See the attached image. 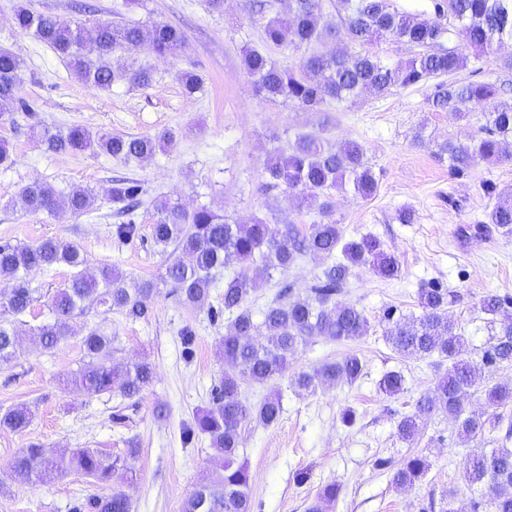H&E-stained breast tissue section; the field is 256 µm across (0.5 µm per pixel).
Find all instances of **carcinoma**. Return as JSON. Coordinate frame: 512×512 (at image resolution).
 <instances>
[{
	"mask_svg": "<svg viewBox=\"0 0 512 512\" xmlns=\"http://www.w3.org/2000/svg\"><path fill=\"white\" fill-rule=\"evenodd\" d=\"M288 13L275 15L262 26L263 48L242 50V65L256 94L280 99L304 110L320 109L333 100L343 101L369 88L383 96L395 86H415L437 80L428 97L433 112H447L453 119L464 117L458 105L471 104L488 109L484 136L468 141L452 138L441 147L448 153L452 174L463 176L478 159L499 161L502 143L512 137V106L494 105L497 86L489 82H460L454 79L467 64V55L444 45L451 29L442 19L457 23V31L474 57L494 54V45L512 40V0H435L434 16L422 17L392 7L390 0H336V25L322 22L324 0H291ZM15 26L32 34L60 58L80 82L98 90L125 81L145 89L154 75L147 68L126 71L113 66L117 53L134 52L144 46L160 57H177L185 43L182 30L159 21L128 20L122 24L97 20L92 27L82 19L65 22L37 12L28 4L14 9ZM393 37L414 47L413 57L396 65L386 63L368 46ZM326 38H340L359 50L341 56H327L315 51ZM286 46L301 53L298 68L283 67L270 56L271 47ZM23 60L13 51L0 48V125H14L16 112H30L31 105L17 96ZM178 81L185 95L203 90L204 79L194 71H182ZM55 154H104L117 160H144L173 142V134L163 132L153 137H125L110 132H91L74 125L64 130L48 126L34 127ZM265 170L273 184L302 201L322 199L321 219L304 232L293 225L273 224L256 218L250 224H232L222 214L206 206L188 211L169 200L156 202L153 212L152 238L164 247L177 244L189 255L166 260L161 283L174 288L181 303L189 308L203 306L210 295L213 273L232 261L247 264L260 262L267 269L288 270L303 255L317 254L331 258L341 255L323 272L319 285L303 299L290 300L283 291L255 318L249 308L253 284L243 276L224 280V311L228 312L224 335L218 351L229 369L224 371L214 390L212 404L195 412L194 430L209 437L215 450V478L194 491L181 505V512H251L249 473L240 460V430L247 424L268 427L282 414L281 396L273 390L253 404L244 394V386L267 384L283 376L302 346L315 338L347 341L369 333L371 323L356 305L336 300L356 268H366L383 279L399 275L397 258L384 250L379 239L362 235L346 240L336 221L330 219L334 190L350 188L362 198L374 196L378 180L356 142L324 144L319 133L299 135L285 148H275L268 155ZM141 186L133 180L112 184L110 198L117 212L129 216L116 227L123 239L136 233L133 217ZM18 203L30 214H54L65 207L72 214L87 213L94 203L91 190L74 186L60 194L47 183L23 186L17 193ZM480 229L512 235V197L500 193ZM64 265L72 270L68 284L57 291L51 301L52 321L39 325L34 335L43 347L51 349L70 335V322L85 311L91 301L104 312L121 311L134 318L147 316V301L158 284L146 281L131 293L123 286L120 272L101 267L92 269L81 249L69 242L47 238L32 245L0 244V282L8 293L0 297V363L18 358L15 323L32 307L36 289L30 275ZM446 288L431 286L418 292L417 316L394 318L388 309L383 319L393 322L386 340L406 356L431 359L437 367L448 365L433 390L419 398L416 411L403 416L397 424L399 437L415 441L424 428L423 418L448 416L457 424L458 437L464 442L483 440L489 424L488 411L495 412L500 436L498 447H483L469 453L464 461L463 477L468 487L487 489L484 499L474 503V512H512V422L502 425L500 408L512 406V384L493 383L483 391L484 409H466L482 368L512 364V314L501 322L481 360L465 358L468 341L448 318ZM512 303L498 295H488L481 311L495 322L501 309ZM84 359L79 369L66 377L64 384L88 395L118 392L133 398L148 386L154 375L146 359L124 362L112 355V336L95 327L82 339ZM365 364L349 353L339 361L328 362L312 373L301 372L294 378L302 391L313 393L322 383H355L363 375ZM405 376L400 371L386 372L378 382L383 394L394 397L404 391ZM33 413L25 404H16L0 413V430L21 431L32 422ZM139 452L127 449L125 458L112 459L97 449L79 448L71 455L56 453L41 444L20 449L9 470L11 480L20 485L49 483L71 472L92 479L103 486L112 481L116 468L124 470L127 480H137L131 464ZM431 466L422 454L408 456L398 465L392 482L400 487L413 486L426 476ZM341 491L337 483L319 489L306 512H331ZM130 512L126 494L112 490L107 496L91 498L75 507L77 512Z\"/></svg>",
	"mask_w": 512,
	"mask_h": 512,
	"instance_id": "obj_1",
	"label": "carcinoma"
}]
</instances>
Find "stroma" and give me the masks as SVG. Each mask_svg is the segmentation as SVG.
I'll use <instances>...</instances> for the list:
<instances>
[{
    "mask_svg": "<svg viewBox=\"0 0 512 512\" xmlns=\"http://www.w3.org/2000/svg\"><path fill=\"white\" fill-rule=\"evenodd\" d=\"M18 2L0 0V46L23 59L19 94L32 101L35 110L16 113L14 126L0 127V137L10 142L17 159L12 167L0 168V243L58 238L79 246L90 267L118 269L128 289L149 280L159 287L148 303L147 318L93 307L72 321L65 341L49 350L32 330L50 321L51 298L65 287L71 270L58 266L33 274L36 299L17 325L22 355L0 364V412L24 403L34 417L25 430L0 431V512H73L87 498L106 493L74 473L47 484L13 483L9 464L19 449L32 443L60 452L95 448L115 458L124 457L129 444H136L137 481L129 484L117 475L111 486L126 493L131 512H180L183 500L212 478L214 450L208 437L192 432L191 426L194 413L209 405L224 374L217 347L228 320L224 279L216 277L207 305L197 309L185 307L171 286L160 285L165 259L177 247L155 245L153 204L167 198L189 210L207 206L240 224L261 217L307 229L320 218L317 205L302 204L270 184L264 163L275 147L318 131L333 143H359L379 181L377 194L369 199L349 190L333 192V220L345 238L377 237L397 256L401 272L390 280L366 270L349 276L339 299L364 310L371 323L367 336L348 343L314 339L271 387H247L251 402H259L273 388L280 391L283 404L274 426L250 424L240 431L252 512H306L318 490L331 482L341 486L333 512H429L430 499L445 495L453 512H473L482 494L468 488L462 476V461L472 446L458 439L454 422L434 415L415 443L398 436V421L414 412L439 371L429 361L400 355L388 345L390 324L383 314L389 308L419 314V289L448 288L453 296L448 316L466 336L469 358L480 359L493 333L480 310L482 299L490 294L512 299V236L477 230L494 204L483 184L512 193V139L504 143L501 161H476L466 176L456 177L449 173L448 155L440 146L451 137L480 136L486 117L481 108L471 106L460 121L430 111L432 84L398 86L381 97L364 91L354 99L330 103L324 112L256 96L243 71L242 49L260 46L261 25L250 19L247 0H224L220 13L209 11L207 0H142L131 12L124 0H94L98 19L159 20L186 35L183 51L174 60L145 48L115 56L118 68H151V87L122 82L100 91L78 81L49 48L15 27ZM510 55L512 40L507 39L497 45L495 58L469 59L456 78L500 83L498 103L512 105V72L498 64ZM182 70L203 76L201 93L183 94L176 78ZM35 123L57 129L80 125L128 136L169 131L174 141L142 161L55 154L31 136ZM117 177L136 180L142 187L136 210L139 232L128 241L115 234L110 189ZM34 182L64 191L73 185L90 188L95 204L81 216L66 210L32 215L9 208L8 199ZM405 208L413 211V223H399L397 214ZM327 264L324 257L310 254L285 272L270 274L255 265H233L227 272L253 279L249 306L258 315L282 287H289L293 297L307 296ZM96 326L114 336L115 358L152 362L154 378L139 396H87L64 389L63 378L83 363L82 337ZM348 353L365 364L355 383L325 385L313 394L294 385L295 373ZM390 370L406 378L403 393L395 397L378 389L379 379ZM348 409L355 413L351 424L342 420ZM417 452L431 463L426 477L406 489L395 487L392 467Z\"/></svg>",
    "mask_w": 512,
    "mask_h": 512,
    "instance_id": "35a3bbf8",
    "label": "stroma"
}]
</instances>
